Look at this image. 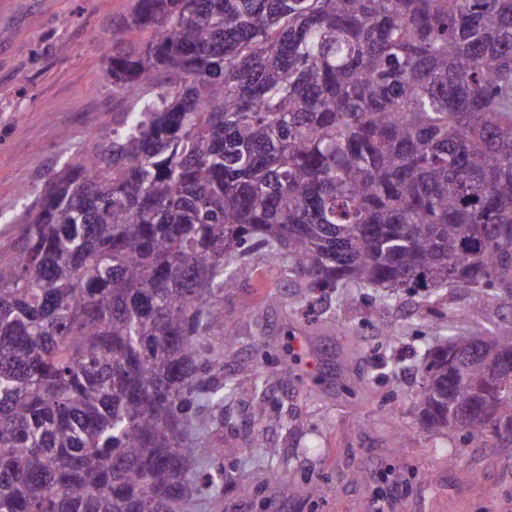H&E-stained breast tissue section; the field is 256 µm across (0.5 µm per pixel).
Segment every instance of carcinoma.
I'll return each instance as SVG.
<instances>
[{
	"label": "carcinoma",
	"instance_id": "carcinoma-1",
	"mask_svg": "<svg viewBox=\"0 0 512 512\" xmlns=\"http://www.w3.org/2000/svg\"><path fill=\"white\" fill-rule=\"evenodd\" d=\"M112 119L0 264V512H193L236 391L224 290L512 293V0H136ZM428 356L418 406L512 438V333Z\"/></svg>",
	"mask_w": 512,
	"mask_h": 512
}]
</instances>
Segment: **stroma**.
Instances as JSON below:
<instances>
[{
    "label": "stroma",
    "mask_w": 512,
    "mask_h": 512,
    "mask_svg": "<svg viewBox=\"0 0 512 512\" xmlns=\"http://www.w3.org/2000/svg\"><path fill=\"white\" fill-rule=\"evenodd\" d=\"M131 2L0 0V200L10 204L0 263L17 250L35 192L124 111L107 65L130 40ZM348 293L341 304L306 297L284 259L268 256L225 292L237 342L224 374L237 391L216 437L227 478L209 512H375L380 500L386 512H512V443L461 449L457 436L429 433L416 406L428 350L443 336L512 331V296L446 288L428 305L382 288ZM474 304L483 319H461ZM280 359L293 370L285 381ZM254 429L265 447L251 442Z\"/></svg>",
    "instance_id": "stroma-1"
}]
</instances>
